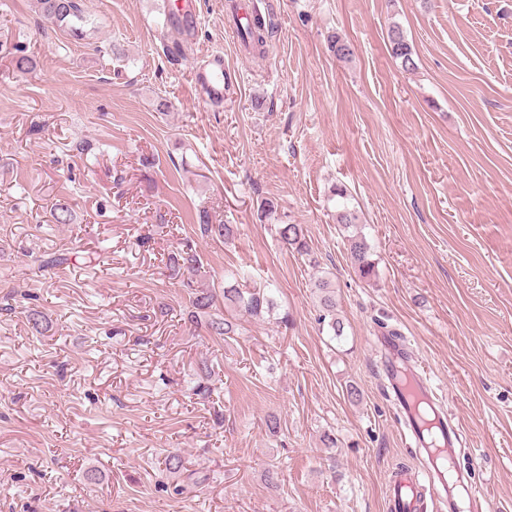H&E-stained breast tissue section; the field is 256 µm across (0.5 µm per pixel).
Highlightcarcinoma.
Wrapping results in <instances>:
<instances>
[{"instance_id": "carcinoma-1", "label": "carcinoma", "mask_w": 512, "mask_h": 512, "mask_svg": "<svg viewBox=\"0 0 512 512\" xmlns=\"http://www.w3.org/2000/svg\"><path fill=\"white\" fill-rule=\"evenodd\" d=\"M35 10L43 18L55 24L61 30L77 40L86 37L84 25L86 18L79 0H33ZM272 31V25L259 15L252 16L249 23L238 28V35L247 47L263 51L267 45ZM330 45L340 60H348L352 56L351 45L348 40L338 34L330 38ZM387 49L392 58L399 62L405 71H413L417 68L414 59V51L403 29L393 24L387 31ZM11 55L13 70L28 74L34 70L36 60L32 54L24 48L16 45L8 51ZM197 224L202 235L228 239L234 236L236 226L232 224H214L210 221L208 211L200 210L197 214ZM276 233L287 249L299 254L309 253V245L306 238V230L301 224H278ZM348 252L350 260L360 277L370 279L376 275L375 262L371 259L370 247L358 234L347 236ZM201 265V258L191 245H184L183 250L173 257L169 264L171 275L182 280L185 287L189 288L188 319L196 322L205 318L208 332L212 336H233L236 334L238 324L227 317L211 312L214 305V294L208 288L195 286L196 276ZM315 288L320 294V303L323 309L330 315L328 326L335 336L343 335L344 325L336 318V302L332 285L326 279H319ZM224 303L231 305L240 312L251 317L260 318L273 309V302L266 291L261 288H241L239 285L227 283L224 286Z\"/></svg>"}]
</instances>
